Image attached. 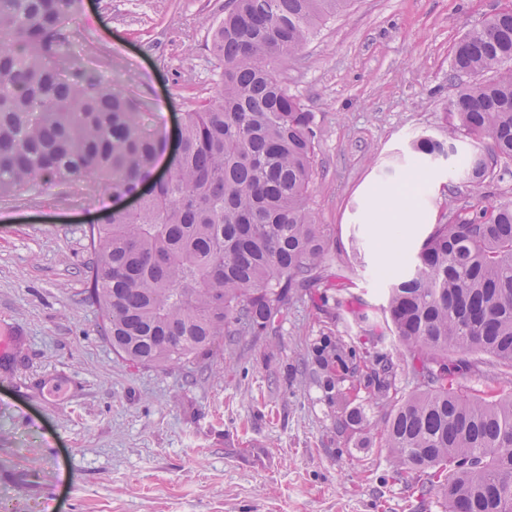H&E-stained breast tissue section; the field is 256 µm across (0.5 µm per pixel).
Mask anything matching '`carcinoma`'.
Wrapping results in <instances>:
<instances>
[{"mask_svg":"<svg viewBox=\"0 0 512 512\" xmlns=\"http://www.w3.org/2000/svg\"><path fill=\"white\" fill-rule=\"evenodd\" d=\"M347 0H232L209 24L217 88L182 113L176 160L133 210H108L86 231L88 282L101 334L122 358L149 367L193 362L226 336L277 328L294 288L332 261L328 225L310 206L318 179L314 114L288 92V64ZM77 0H0V198L91 177L130 194L165 152L164 133L113 82L54 61L73 56L61 18ZM452 71L471 80L445 109V135L412 140L419 167L448 157L459 136L489 139L464 170L479 186L512 162V9L455 45ZM432 225L411 260L387 273L382 321L418 362L414 389L393 359L369 361L364 388L393 403L385 441L411 489L437 491L442 512H512V391L464 393L454 370L486 355L512 369V202L461 207ZM325 338L322 364L341 360ZM463 358L448 363V357Z\"/></svg>","mask_w":512,"mask_h":512,"instance_id":"cac0c4a2","label":"carcinoma"}]
</instances>
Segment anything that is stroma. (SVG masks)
Here are the masks:
<instances>
[{"mask_svg":"<svg viewBox=\"0 0 512 512\" xmlns=\"http://www.w3.org/2000/svg\"><path fill=\"white\" fill-rule=\"evenodd\" d=\"M230 0H80L65 31L85 71L118 78L175 134L188 102L216 89L207 23ZM512 0H349L282 76L313 112L319 171L311 206L331 229L325 280L296 288L266 336H227L193 363L161 369L117 355L100 332L85 232L113 199L94 181L0 200V512H441L408 490L385 446L389 408L334 367L348 403L328 400L313 354L343 337V358L390 354L405 389L411 355L351 309L381 315L387 280L364 214L388 164L442 135L456 42ZM486 141L469 137L413 200L418 247L459 198L512 201V169L480 188L461 178Z\"/></svg>","mask_w":512,"mask_h":512,"instance_id":"35a3bbf8","label":"stroma"}]
</instances>
